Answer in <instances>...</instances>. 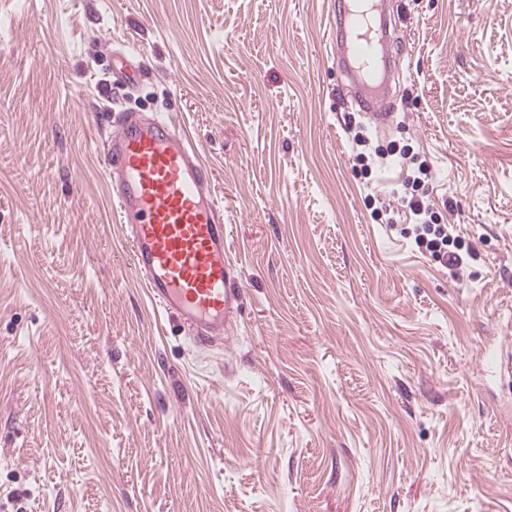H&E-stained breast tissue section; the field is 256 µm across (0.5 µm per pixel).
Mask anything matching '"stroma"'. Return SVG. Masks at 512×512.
<instances>
[{
	"label": "stroma",
	"mask_w": 512,
	"mask_h": 512,
	"mask_svg": "<svg viewBox=\"0 0 512 512\" xmlns=\"http://www.w3.org/2000/svg\"><path fill=\"white\" fill-rule=\"evenodd\" d=\"M336 0H0V512H512V0H388L393 116ZM130 82L103 95L109 72ZM213 171L241 310L198 347L115 262L111 109ZM365 153L410 145L469 253L416 248ZM383 0H345L339 23L336 21V58L354 93L363 103L365 114L377 125L391 118L384 103L389 98L394 71H402V62L389 51L390 36Z\"/></svg>",
	"instance_id": "obj_1"
}]
</instances>
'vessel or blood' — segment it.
Returning a JSON list of instances; mask_svg holds the SVG:
<instances>
[{"label": "vessel or blood", "mask_w": 512, "mask_h": 512, "mask_svg": "<svg viewBox=\"0 0 512 512\" xmlns=\"http://www.w3.org/2000/svg\"><path fill=\"white\" fill-rule=\"evenodd\" d=\"M384 0H344L336 25V57L357 102L376 124L393 72ZM102 143L117 221L131 244V268L165 314L196 328L209 346L240 309L239 272L224 248V208L212 173L194 144L165 116H114Z\"/></svg>", "instance_id": "vessel-or-blood-1"}]
</instances>
